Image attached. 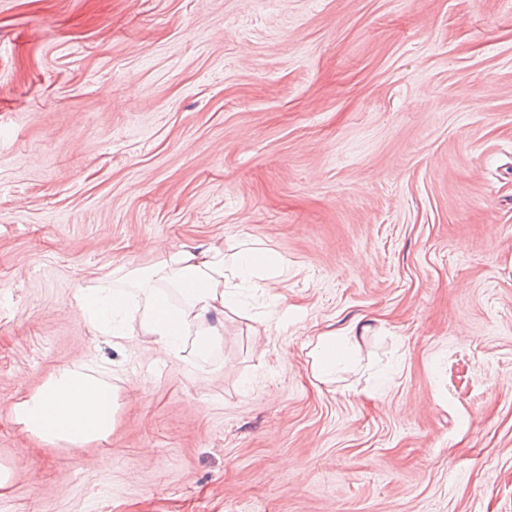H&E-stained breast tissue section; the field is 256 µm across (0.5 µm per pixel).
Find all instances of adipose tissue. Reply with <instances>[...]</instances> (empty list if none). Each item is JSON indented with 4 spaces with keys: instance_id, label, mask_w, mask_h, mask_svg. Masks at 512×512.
Segmentation results:
<instances>
[{
    "instance_id": "adipose-tissue-1",
    "label": "adipose tissue",
    "mask_w": 512,
    "mask_h": 512,
    "mask_svg": "<svg viewBox=\"0 0 512 512\" xmlns=\"http://www.w3.org/2000/svg\"><path fill=\"white\" fill-rule=\"evenodd\" d=\"M280 269V256L263 249L186 245L153 266L127 271L123 286H81L74 298L94 331L115 342L146 336L166 354L200 357L220 342L225 312L239 306L237 288L274 279ZM359 342L347 333L311 337L313 378L333 382L338 368L354 365ZM117 408L112 386L85 365L51 375L18 400L13 413L24 431L43 442L81 449L108 441Z\"/></svg>"
}]
</instances>
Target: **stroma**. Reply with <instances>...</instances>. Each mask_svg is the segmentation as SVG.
Returning a JSON list of instances; mask_svg holds the SVG:
<instances>
[{"label":"stroma","mask_w":512,"mask_h":512,"mask_svg":"<svg viewBox=\"0 0 512 512\" xmlns=\"http://www.w3.org/2000/svg\"><path fill=\"white\" fill-rule=\"evenodd\" d=\"M242 242L284 273L205 357L74 299ZM93 358L109 441L21 431ZM0 465V512H512V0H0ZM366 336H351L350 332L336 334V332H324L317 336H311L308 346L310 357V369L313 378L327 384L335 382L333 377L340 366L351 367L355 364L356 350L360 339Z\"/></svg>","instance_id":"obj_1"}]
</instances>
